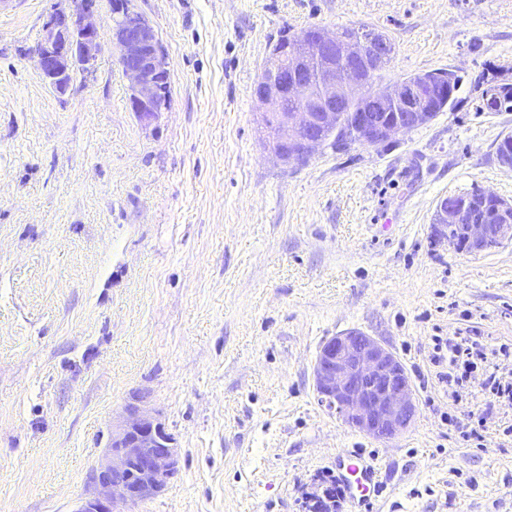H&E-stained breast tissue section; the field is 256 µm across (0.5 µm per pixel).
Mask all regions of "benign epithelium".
Returning a JSON list of instances; mask_svg holds the SVG:
<instances>
[{
	"label": "benign epithelium",
	"instance_id": "obj_1",
	"mask_svg": "<svg viewBox=\"0 0 512 512\" xmlns=\"http://www.w3.org/2000/svg\"><path fill=\"white\" fill-rule=\"evenodd\" d=\"M44 26L33 54L47 84L65 94L78 71L90 72L101 49V26L94 0H67ZM113 23L110 35L118 63L129 85V107L140 120L150 123L167 110L163 103L170 89V73L164 49L150 23L129 7L128 0L110 5ZM307 33L284 48L274 45L258 79L255 92L263 115H280L275 139L268 151L284 165L300 164L324 145L311 133L312 126L344 132L353 144L376 147L432 120L417 105L419 88L413 83L381 87L377 95L408 108L403 119L390 124L371 122L364 109L355 107L365 85L351 70L332 63L321 68L317 82L298 75L308 58L297 47L307 44ZM320 43L329 55L341 54L347 62L360 61L367 69L378 58L392 54L388 39L376 34L350 38L324 30ZM498 196L484 190L482 205L454 197L436 205L434 228L448 226L456 236L448 245L480 253L512 242V205L497 202ZM483 213H478L476 207ZM318 398L350 428L375 439L388 441L405 432L417 413L411 379L394 352L380 340L349 330L326 340L313 365ZM179 448L175 437L145 407L131 406L122 423L112 429L107 448L93 473L94 491L81 498L73 512H114L118 502L135 504L159 494L177 471Z\"/></svg>",
	"mask_w": 512,
	"mask_h": 512
}]
</instances>
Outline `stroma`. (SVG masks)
<instances>
[{
    "mask_svg": "<svg viewBox=\"0 0 512 512\" xmlns=\"http://www.w3.org/2000/svg\"><path fill=\"white\" fill-rule=\"evenodd\" d=\"M58 0H0V512H73L128 405L180 449L157 496L115 512H309L357 449L380 466L362 512H512V404L479 385L444 420L434 337L512 344V242L439 239L441 197L512 201L497 160L512 112L477 111L512 68V0H132L154 27L170 106L144 125L111 42L66 94L33 49ZM368 25L388 80L450 69L452 112L389 146H323L286 166L265 148L255 88L281 30ZM359 330L408 371L418 411L384 442L314 388L323 342ZM474 416V414H473ZM473 416H468L467 419L461 418L456 414H451L448 412V416H446L445 420L448 422V426L453 427L457 430L466 441H475L477 446H483V442L486 441L487 436V428L483 424V419L478 421V428L471 427L470 421ZM467 420V423H465Z\"/></svg>",
    "mask_w": 512,
    "mask_h": 512,
    "instance_id": "obj_1",
    "label": "stroma"
}]
</instances>
